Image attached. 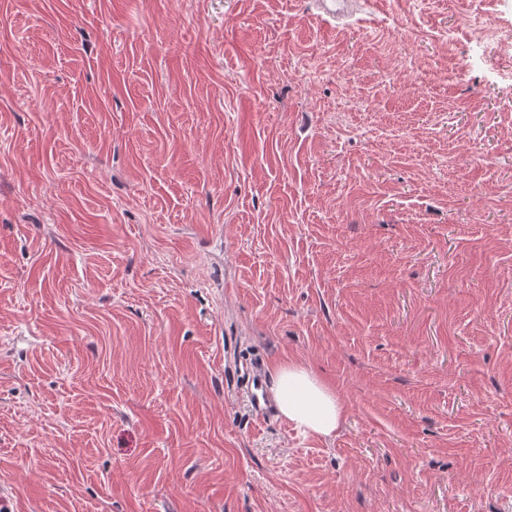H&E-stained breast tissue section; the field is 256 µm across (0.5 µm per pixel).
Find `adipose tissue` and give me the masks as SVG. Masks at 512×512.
<instances>
[{"label":"adipose tissue","mask_w":512,"mask_h":512,"mask_svg":"<svg viewBox=\"0 0 512 512\" xmlns=\"http://www.w3.org/2000/svg\"><path fill=\"white\" fill-rule=\"evenodd\" d=\"M271 390L281 416L298 432L329 438L341 427L345 409L335 387L306 363L276 364L271 371Z\"/></svg>","instance_id":"obj_1"}]
</instances>
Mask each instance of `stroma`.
I'll return each mask as SVG.
<instances>
[{"label":"stroma","instance_id":"1","mask_svg":"<svg viewBox=\"0 0 512 512\" xmlns=\"http://www.w3.org/2000/svg\"><path fill=\"white\" fill-rule=\"evenodd\" d=\"M0 504L512 512V0H0ZM271 391L280 415L302 434L330 438L344 421L345 409L336 388L304 362L276 364L271 371ZM237 392L246 400L252 414L266 421L274 415L275 407L267 391V378L261 370H251L232 375Z\"/></svg>","mask_w":512,"mask_h":512}]
</instances>
